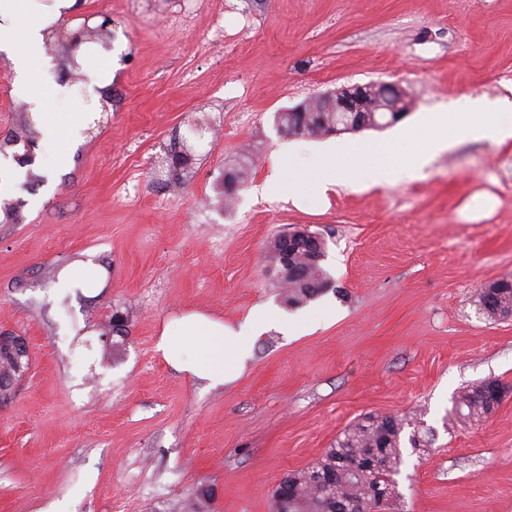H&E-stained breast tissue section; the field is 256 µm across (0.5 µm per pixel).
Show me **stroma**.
<instances>
[{
    "mask_svg": "<svg viewBox=\"0 0 512 512\" xmlns=\"http://www.w3.org/2000/svg\"><path fill=\"white\" fill-rule=\"evenodd\" d=\"M112 20V80L84 59L73 112L112 106L55 169L36 148L28 187L0 152V330L24 336L30 366L0 404V512H169L209 490L207 512H272L284 474L311 465L369 413L406 419L390 512H512V395L485 421L454 409L467 385L512 384V318L477 293L512 277V139L457 140L413 176L345 187L303 207L258 191L279 150L298 162L327 142H370L453 112L461 98L512 102V0H78L62 23ZM237 43L207 45L216 18ZM384 81L412 98L381 129L278 132L276 112L327 91ZM0 51V139L31 95ZM250 125L225 136L237 110ZM208 139L182 181L152 168L194 123ZM254 162L225 206L224 173ZM304 226L327 242L332 288L288 306L270 241ZM93 261L101 292L71 296L64 269ZM280 321L253 340L242 375L216 388L156 353L171 320L197 311L234 325L256 306ZM120 340L103 335L113 313Z\"/></svg>",
    "mask_w": 512,
    "mask_h": 512,
    "instance_id": "stroma-1",
    "label": "stroma"
}]
</instances>
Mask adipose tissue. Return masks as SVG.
<instances>
[{
	"label": "adipose tissue",
	"mask_w": 512,
	"mask_h": 512,
	"mask_svg": "<svg viewBox=\"0 0 512 512\" xmlns=\"http://www.w3.org/2000/svg\"><path fill=\"white\" fill-rule=\"evenodd\" d=\"M29 0H0V47L14 46L13 63L19 73H27L31 57L39 55L45 38L44 26L29 27L23 36H16L15 24L27 13ZM31 120L43 135L46 143L55 147L54 160L63 164L69 159L68 137L79 124L75 112H54L49 107L31 113ZM273 322L270 310L254 308L237 325L224 324L222 320L200 312L183 316L178 325L165 328L155 344V350L175 370L187 373L215 388L232 382L245 368L247 345ZM199 343L203 352L197 359H185L182 348Z\"/></svg>",
	"instance_id": "obj_1"
}]
</instances>
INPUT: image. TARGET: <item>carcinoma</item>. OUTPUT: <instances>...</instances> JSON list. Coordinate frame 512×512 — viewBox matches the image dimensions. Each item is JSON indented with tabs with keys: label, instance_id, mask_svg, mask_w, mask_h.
<instances>
[{
	"label": "carcinoma",
	"instance_id": "obj_1",
	"mask_svg": "<svg viewBox=\"0 0 512 512\" xmlns=\"http://www.w3.org/2000/svg\"><path fill=\"white\" fill-rule=\"evenodd\" d=\"M367 127L382 126L385 113L371 99L362 113ZM280 133L329 134L345 130L349 113L336 111V100L319 96L292 112H278ZM288 246V265H283V246L274 238L268 247L271 268L288 284L285 301L302 305L321 295L330 281L314 259L317 243L307 229H293ZM480 303L494 319L512 317V279L493 280L479 291ZM29 368V357L15 358L0 348V377L17 375ZM512 387L497 379L482 380L463 388L455 400L457 409L476 422L497 410ZM404 419L394 414H368L343 432L311 466L288 472L273 491L272 512H381L392 497L402 459Z\"/></svg>",
	"mask_w": 512,
	"mask_h": 512
}]
</instances>
